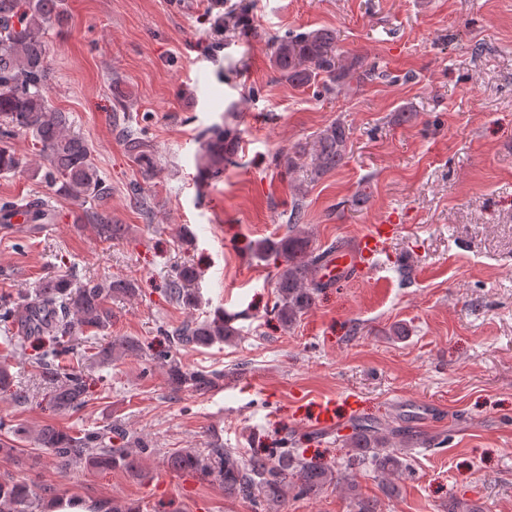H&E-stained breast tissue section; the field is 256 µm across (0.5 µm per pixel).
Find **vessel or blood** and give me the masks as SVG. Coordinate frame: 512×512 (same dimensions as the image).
<instances>
[{
	"label": "vessel or blood",
	"mask_w": 512,
	"mask_h": 512,
	"mask_svg": "<svg viewBox=\"0 0 512 512\" xmlns=\"http://www.w3.org/2000/svg\"><path fill=\"white\" fill-rule=\"evenodd\" d=\"M393 231L394 227L390 224L372 225L354 241L350 250L329 259L321 266L318 270L319 278L325 282H333L343 277L379 270V259L385 254L386 242ZM313 420L320 428H335L339 422L335 400H320L315 406Z\"/></svg>",
	"instance_id": "obj_1"
}]
</instances>
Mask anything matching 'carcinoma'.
I'll return each mask as SVG.
<instances>
[{"label":"carcinoma","mask_w":512,"mask_h":512,"mask_svg":"<svg viewBox=\"0 0 512 512\" xmlns=\"http://www.w3.org/2000/svg\"><path fill=\"white\" fill-rule=\"evenodd\" d=\"M67 16L61 11V0H0V175H25L56 188V192L76 202L92 200L96 209L82 211L77 220L93 222L100 237L112 241L121 236L123 225L112 223V214L104 207L110 188L98 174L91 153L81 137L70 130L67 113L49 104L50 70L46 61V38L50 30L62 28ZM272 66L297 88L320 87L331 93L351 82L361 84L375 76V69L364 65L359 57H347L336 43V35L327 29L289 33L274 38ZM18 135L32 138L40 146L39 159L30 162L20 157L12 146ZM348 129L334 122L316 136L310 147L299 146L292 152H281L275 164L292 173L306 167L323 175L336 169L345 158ZM126 152L145 171L157 167V154L143 135L132 129L122 132ZM231 129L216 125L202 134V151L210 159V170L216 176L224 165L233 163ZM23 211L30 224H47L52 212L38 199L21 198L0 204V215L8 217ZM302 206L296 204L288 217L287 231L278 238L261 239L256 256L274 259L276 300L273 313L290 328L310 308L314 295L328 284L317 277V269L342 245L324 250L312 247L308 232L299 228ZM201 273L191 264L176 268L168 283L172 300L191 310L198 306ZM116 293L132 295L134 283L114 280L107 284L88 280L73 283L65 275L46 277L34 295L22 296L14 307L0 314L5 324L15 323L27 336H47L55 347L43 354L46 374L52 384L51 399L61 411H76L86 403L87 385L82 374L63 368L58 357L69 348L74 329H104L112 323L109 300ZM239 314L217 311L204 321L193 318L171 331L172 342L181 347H209L238 335L234 323ZM121 349L135 351L123 338L113 339L98 352L100 358H112ZM224 374H188L178 366L170 367V381L181 387L206 392L223 380ZM350 447L359 458L370 457L377 473L386 476L403 468L400 449L392 441L404 444L413 439L411 430L393 421L352 425ZM103 431L71 433L46 425L39 429L34 441L52 449L62 474L81 460L100 469L137 467L136 456L128 449L112 446L109 433ZM176 470H193L215 474L224 482L230 497L276 502L288 488L300 495L318 494L335 479L333 471L308 462L298 449L288 448L278 456L242 455L234 448L213 445L205 452L182 450L170 458ZM57 501L54 490L22 482H0V512H47ZM71 506L83 501L71 500ZM85 506V505H83ZM88 512H135L108 502L85 506Z\"/></svg>","instance_id":"1"}]
</instances>
